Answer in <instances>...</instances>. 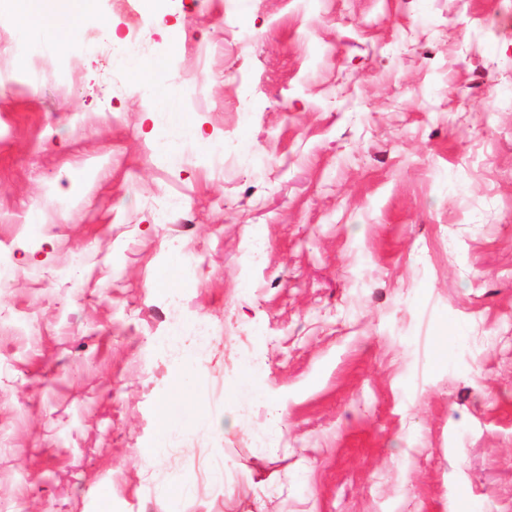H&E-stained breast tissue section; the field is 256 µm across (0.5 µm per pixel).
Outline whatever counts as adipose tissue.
Segmentation results:
<instances>
[{"label": "adipose tissue", "mask_w": 512, "mask_h": 512, "mask_svg": "<svg viewBox=\"0 0 512 512\" xmlns=\"http://www.w3.org/2000/svg\"><path fill=\"white\" fill-rule=\"evenodd\" d=\"M7 4L5 16L21 35L37 32L55 48H80L79 29L86 16V0H7Z\"/></svg>", "instance_id": "1"}]
</instances>
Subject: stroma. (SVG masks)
Returning <instances> with one entry per match:
<instances>
[{"label":"stroma","instance_id":"1","mask_svg":"<svg viewBox=\"0 0 512 512\" xmlns=\"http://www.w3.org/2000/svg\"><path fill=\"white\" fill-rule=\"evenodd\" d=\"M20 39L0 18L9 512H512V0H95L81 49ZM154 58L199 78L202 142L143 97ZM173 317L215 333L167 354Z\"/></svg>","mask_w":512,"mask_h":512}]
</instances>
